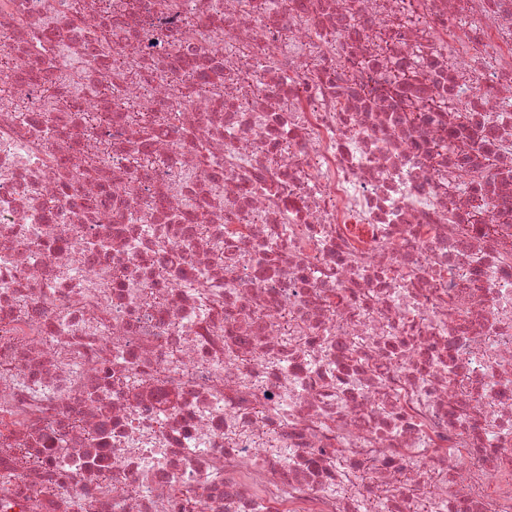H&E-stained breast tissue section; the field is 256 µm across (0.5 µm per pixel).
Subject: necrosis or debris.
<instances>
[{
  "mask_svg": "<svg viewBox=\"0 0 512 512\" xmlns=\"http://www.w3.org/2000/svg\"><path fill=\"white\" fill-rule=\"evenodd\" d=\"M0 33V512H512V0Z\"/></svg>",
  "mask_w": 512,
  "mask_h": 512,
  "instance_id": "1",
  "label": "necrosis or debris"
}]
</instances>
